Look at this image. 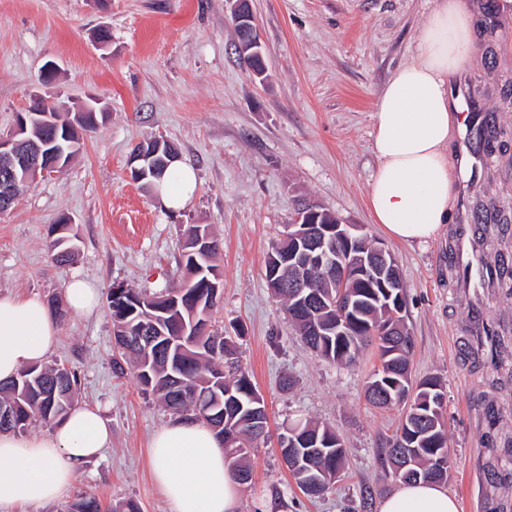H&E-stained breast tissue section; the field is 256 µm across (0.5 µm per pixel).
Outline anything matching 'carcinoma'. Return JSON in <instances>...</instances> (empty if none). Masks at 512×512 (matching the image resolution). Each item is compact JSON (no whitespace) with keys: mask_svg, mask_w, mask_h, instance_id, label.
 I'll list each match as a JSON object with an SVG mask.
<instances>
[{"mask_svg":"<svg viewBox=\"0 0 512 512\" xmlns=\"http://www.w3.org/2000/svg\"><path fill=\"white\" fill-rule=\"evenodd\" d=\"M61 125H40L31 128L30 136L39 141L59 131V146L73 155L80 146L74 129H65L67 116L56 113ZM198 226L187 231L184 244L186 277L178 288H165L152 294L124 288L120 295L109 291L112 300L108 307L113 328L125 329L129 339L126 348L118 350L113 365L117 373L125 372L124 364L131 363L138 383L156 395L172 415L194 418L206 423L224 443L226 459L235 466L238 481L246 484L252 472L248 464L252 443L264 436L266 428L254 421L255 415L267 419L264 401L247 370L235 357L236 350L229 336H220L207 329L220 299L211 295L210 283L222 277L215 256L220 243L207 257L196 252L195 236ZM64 233L52 239L48 251L57 263L69 261L74 252L65 249L70 241L59 244ZM485 276L496 282L505 294L512 296V268L505 263L490 269ZM340 281L318 277L310 291L320 300L336 295ZM346 291L351 298L345 330L336 331V310L321 305L308 307L294 318L303 343L329 362H349L360 351L374 343L378 349L380 368L367 388L368 402L378 408L411 399L405 414L406 424L386 443V455L394 462V452L401 448L416 456L411 475H400L402 481L422 478L431 482L448 479V432L444 424L445 394L439 381L428 377L415 383L409 370L413 341L407 329L401 336L386 335L392 314L405 307V294L397 290L387 293L380 283L367 278L349 276ZM317 327L312 334L310 329ZM151 338L148 351L141 343ZM41 364L22 370L8 382L0 381V403L11 406L14 423L0 426V431H25L39 420L50 424L64 416L73 406L76 371ZM298 440L299 463L288 465L298 487L310 496L324 494L340 473L346 448L335 430L320 427L308 420L298 419L288 426ZM68 512H101L99 502L92 497H80L70 504Z\"/></svg>","mask_w":512,"mask_h":512,"instance_id":"carcinoma-1","label":"carcinoma"}]
</instances>
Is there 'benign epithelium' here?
<instances>
[{
    "label": "benign epithelium",
    "mask_w": 512,
    "mask_h": 512,
    "mask_svg": "<svg viewBox=\"0 0 512 512\" xmlns=\"http://www.w3.org/2000/svg\"><path fill=\"white\" fill-rule=\"evenodd\" d=\"M236 27L248 35L237 41L238 49L243 55L263 58V48L255 27V18L250 7V0H227ZM34 107H28L17 114L15 125L7 134H0V212L7 210L14 202L15 186L22 180L33 184L40 178L58 173L66 167L63 163L65 152L53 146L52 140L35 142L26 136L32 114L49 111L46 98L36 94L32 98ZM154 142L165 146L166 158L159 157V150L144 147L134 149L128 158L130 176L136 181L143 180L147 169H156L166 160L180 157L178 147L166 139L156 138ZM318 211L313 205L302 208L294 223L288 225V243L292 248L281 256L272 257L271 277H276L278 270L284 267L290 274L291 287L295 288L294 299L297 300L296 312L308 306L310 298L305 293L310 275L323 270L331 277L346 279L352 271L373 272L386 279L389 286H401L402 277L394 260L387 256V251L376 245L368 255L358 262H351L348 255L359 241V230L350 224H338L334 227H318Z\"/></svg>",
    "instance_id": "obj_1"
}]
</instances>
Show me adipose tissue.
Listing matches in <instances>:
<instances>
[{
	"mask_svg": "<svg viewBox=\"0 0 512 512\" xmlns=\"http://www.w3.org/2000/svg\"><path fill=\"white\" fill-rule=\"evenodd\" d=\"M471 46V15L463 0H437L419 31L413 60L395 70L379 94L372 134L378 164L369 207L394 239L427 242L449 219L453 170L446 148L457 106L448 77L467 66ZM58 338V325L40 297L0 295V380L43 364ZM110 444L101 409L80 404L47 433H0V512L62 499ZM148 461L170 512H237L241 486L205 423L166 422L151 439ZM379 512H459V506L445 487L420 480L401 483Z\"/></svg>",
	"mask_w": 512,
	"mask_h": 512,
	"instance_id": "adipose-tissue-1",
	"label": "adipose tissue"
}]
</instances>
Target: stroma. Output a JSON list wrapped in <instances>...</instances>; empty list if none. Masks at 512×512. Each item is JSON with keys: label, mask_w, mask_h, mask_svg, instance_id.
<instances>
[{"label": "stroma", "mask_w": 512, "mask_h": 512, "mask_svg": "<svg viewBox=\"0 0 512 512\" xmlns=\"http://www.w3.org/2000/svg\"><path fill=\"white\" fill-rule=\"evenodd\" d=\"M465 2L474 21L470 61L449 85L471 87L469 111L512 131V0ZM432 7V0H251L267 64L260 80L236 60L224 0H110L104 9L96 0H0V133L36 93L72 111L97 102L108 112L65 171L40 179L0 213V294L48 302L75 274L103 296L117 283L174 288L185 229L210 225L223 272L212 324L233 336L269 418L267 441L251 452L253 481L242 488L239 512H378L399 484L383 449L407 406L367 403L375 347L347 366L322 360L266 286L267 255L302 198L394 256L406 285L412 373L438 377L446 392L447 489L460 512H512V464L503 455L512 441V378L476 356L474 335L482 323L512 329V297L458 287L449 246L461 218L427 243L407 244L387 236L368 209L377 98L412 60ZM102 26L112 33L106 49L92 39ZM49 62L56 72L44 84ZM154 137L173 142L196 171V191L181 210L165 209L130 177L132 147ZM506 201L512 146L480 171L471 198L475 207ZM64 214L79 251L74 263L59 265L47 246ZM57 324L48 361L77 371L78 401L104 408L112 444L64 498L29 512H67L82 495L99 499L104 512L129 501L141 512H169L148 465L151 437L169 415L133 373H114L107 305L88 316L66 312ZM298 419L332 426L347 449L341 476L318 498L297 487L277 447Z\"/></svg>", "instance_id": "35a3bbf8"}]
</instances>
